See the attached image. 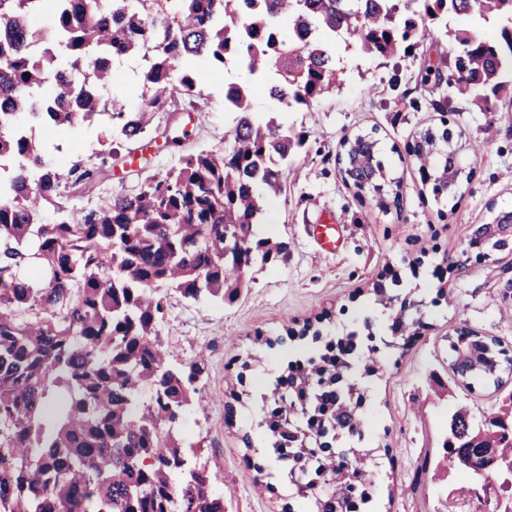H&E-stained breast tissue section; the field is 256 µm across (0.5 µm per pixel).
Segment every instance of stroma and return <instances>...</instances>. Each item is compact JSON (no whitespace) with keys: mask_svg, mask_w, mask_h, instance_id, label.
<instances>
[{"mask_svg":"<svg viewBox=\"0 0 512 512\" xmlns=\"http://www.w3.org/2000/svg\"><path fill=\"white\" fill-rule=\"evenodd\" d=\"M450 53L446 39L429 37L395 65L344 54L339 89L298 111L279 110L264 82L246 71L187 60L202 111L177 118L159 113L156 131L147 134L152 140L160 132L186 130L181 150L155 154L142 169L113 162L92 193L73 199L76 207L91 206L117 183L133 188L164 175L181 152L224 149L234 118L224 108V83L233 78L250 84L256 114L276 113L283 128L309 134L288 167L284 192L265 197L264 221L257 228L260 236L290 240L287 259L245 273L231 303L168 295L160 328L179 361L202 368L184 435L194 443L197 465L208 474L213 493L223 496L224 512H282L289 503L304 512L258 427L263 396L288 361L316 350L317 343L297 335L306 323H313L326 342L352 332L383 337L390 312L376 302L373 286L380 278L386 288L413 292L425 306L413 343L381 350L373 372L359 380L365 395L362 446L375 460L367 487L375 512H482L480 505L454 498L453 489L467 478L459 470L428 483L424 494L409 488L418 457L440 440L449 410L465 406L491 414L498 407L500 391L493 386L470 390L454 378L442 361L446 337L465 325L512 347V252L478 262L465 253L471 225L512 210V112H485L460 97L449 103L448 115L435 110L444 90L421 83L420 71ZM396 73L402 77L401 99L389 87ZM110 92L126 110L140 108L135 56L114 68ZM443 121L460 135L463 165L473 173L453 198L434 195L408 151ZM370 131L384 164L381 196L345 181L337 161L344 140ZM35 139L59 167L77 158L101 161L113 148L126 150L112 145L108 129L98 123L40 131ZM317 224L337 225L335 249L317 244ZM460 262L465 271L457 270Z\"/></svg>","mask_w":512,"mask_h":512,"instance_id":"35a3bbf8","label":"stroma"}]
</instances>
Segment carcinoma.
Here are the masks:
<instances>
[{
  "label": "carcinoma",
  "mask_w": 512,
  "mask_h": 512,
  "mask_svg": "<svg viewBox=\"0 0 512 512\" xmlns=\"http://www.w3.org/2000/svg\"><path fill=\"white\" fill-rule=\"evenodd\" d=\"M53 2L55 47L35 48L30 23ZM0 0V512H224L205 471L190 466L181 431L198 393V363L179 368L159 337L165 291L217 303L238 296L243 269L231 246L253 252L248 269L285 259L290 242L256 237L263 215L259 185L284 190L288 161L307 132L288 131L276 117L254 116L250 89L224 87L236 113L229 150L183 154L177 166L137 189L76 208L61 186L85 191L103 165L77 160L61 171L44 149L18 131L19 115L53 127L101 120L131 146L155 114L181 99L197 107L189 58L221 67L231 59L251 75L274 72L270 95L302 109L343 82L331 41L353 35V51L373 58L408 53L427 37L454 42L453 66L424 67L448 94L491 112L512 99V0ZM475 16L500 26L495 39L448 18ZM135 54L143 76L135 112L103 102L116 62ZM372 135L357 137L346 169L358 187L376 180L381 162L366 153ZM420 171L438 170L435 152L415 144ZM53 208L56 220L43 212ZM464 330L448 343L453 374L470 390L512 370V353L485 339L466 359ZM264 422L277 459L299 474L296 497L310 512H358L368 501L370 458L336 451L334 424L362 437L364 398L336 413V359L326 350L266 390ZM300 410L311 432L303 454L287 448L282 412ZM512 391L485 421L460 407L448 416L442 447L420 457L415 492L468 451L491 448L512 463ZM457 498L512 512L503 499Z\"/></svg>",
  "instance_id": "cac0c4a2"
}]
</instances>
